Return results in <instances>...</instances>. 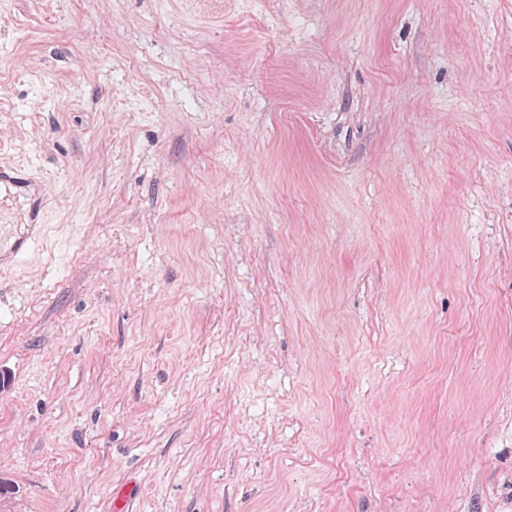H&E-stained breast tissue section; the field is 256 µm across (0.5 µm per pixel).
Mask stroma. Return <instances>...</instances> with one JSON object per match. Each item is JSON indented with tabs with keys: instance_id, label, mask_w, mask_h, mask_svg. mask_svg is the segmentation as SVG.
I'll return each mask as SVG.
<instances>
[{
	"instance_id": "35a3bbf8",
	"label": "stroma",
	"mask_w": 512,
	"mask_h": 512,
	"mask_svg": "<svg viewBox=\"0 0 512 512\" xmlns=\"http://www.w3.org/2000/svg\"><path fill=\"white\" fill-rule=\"evenodd\" d=\"M0 512H512V0H0Z\"/></svg>"
}]
</instances>
